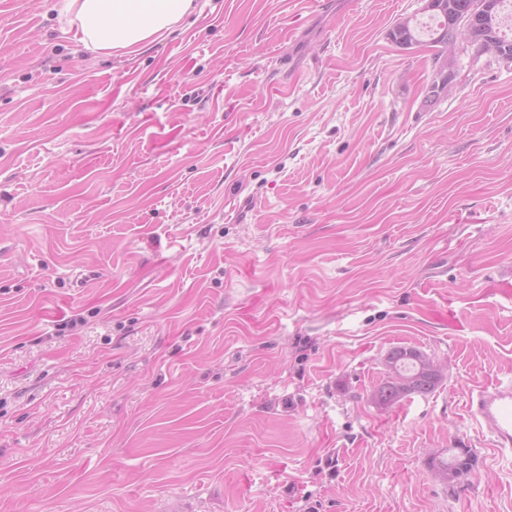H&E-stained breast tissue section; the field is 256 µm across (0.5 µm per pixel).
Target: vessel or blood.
<instances>
[{
  "label": "vessel or blood",
  "mask_w": 512,
  "mask_h": 512,
  "mask_svg": "<svg viewBox=\"0 0 512 512\" xmlns=\"http://www.w3.org/2000/svg\"><path fill=\"white\" fill-rule=\"evenodd\" d=\"M468 413L478 426L490 431L499 452H512V378L473 390Z\"/></svg>",
  "instance_id": "vessel-or-blood-1"
}]
</instances>
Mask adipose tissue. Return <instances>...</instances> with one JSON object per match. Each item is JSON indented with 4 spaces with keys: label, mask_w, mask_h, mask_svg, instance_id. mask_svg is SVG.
<instances>
[{
    "label": "adipose tissue",
    "mask_w": 512,
    "mask_h": 512,
    "mask_svg": "<svg viewBox=\"0 0 512 512\" xmlns=\"http://www.w3.org/2000/svg\"><path fill=\"white\" fill-rule=\"evenodd\" d=\"M85 46L112 56L141 53L197 9L196 0H66Z\"/></svg>",
    "instance_id": "adipose-tissue-1"
}]
</instances>
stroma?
I'll return each instance as SVG.
<instances>
[{"instance_id": "stroma-1", "label": "stroma", "mask_w": 512, "mask_h": 512, "mask_svg": "<svg viewBox=\"0 0 512 512\" xmlns=\"http://www.w3.org/2000/svg\"><path fill=\"white\" fill-rule=\"evenodd\" d=\"M0 0V512H512V62L426 0H211L135 56ZM441 364L393 406L384 360ZM470 449L463 484L431 457ZM405 350L406 347L393 348L388 352L386 359L394 362L396 369L398 368L400 371L410 375V386L405 392H400L397 382L392 375L399 378V383L403 388H406V385L409 384L410 377L407 375L401 376L395 372V369L385 359L386 370L392 375L386 373V378L377 389L376 396L378 402L382 405H395L405 397L413 394L426 395L433 392L441 382V380L434 377L433 374L419 369L424 367L439 375L442 373V367L438 363L424 353L420 354L415 350L408 351L407 357L416 360L417 365L416 362L406 358ZM467 407L471 419L490 431L493 446L501 454L511 453L512 378L473 390Z\"/></svg>"}]
</instances>
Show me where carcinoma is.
Listing matches in <instances>:
<instances>
[{"label":"carcinoma","instance_id":"carcinoma-1","mask_svg":"<svg viewBox=\"0 0 512 512\" xmlns=\"http://www.w3.org/2000/svg\"><path fill=\"white\" fill-rule=\"evenodd\" d=\"M450 2L454 5L451 12L442 13L438 10L430 12V17L436 20V25L430 30L423 31L416 21L402 20L390 32L392 40L400 46L405 40L411 45H418L422 42V38L427 36L430 43L439 47L432 58L433 77L430 89L433 90L435 98L438 97L436 89L441 76L444 55L448 51L446 39L451 37L450 31L459 19L469 20L472 38L485 42L493 57L512 62V38L503 35L500 29L503 0H485L487 6L482 11L476 8L479 0H450ZM386 359L394 362L395 367L400 371L410 375L411 381L408 389L402 393L393 376L387 375L377 389L378 402L382 405H395L413 394L426 395L433 392L440 384V379L420 369L416 362L406 358L403 347L391 349ZM471 470L472 466L460 463L458 456L452 457L449 461L441 460L436 466V472L448 477L451 482L464 477Z\"/></svg>","mask_w":512,"mask_h":512}]
</instances>
